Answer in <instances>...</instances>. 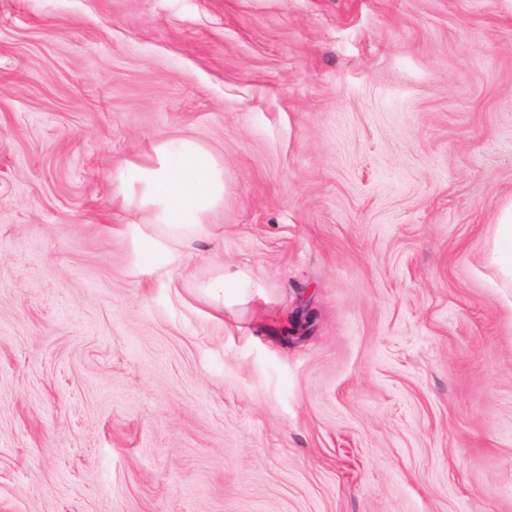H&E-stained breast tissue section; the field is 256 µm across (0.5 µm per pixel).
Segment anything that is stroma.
<instances>
[{
	"label": "stroma",
	"instance_id": "stroma-1",
	"mask_svg": "<svg viewBox=\"0 0 512 512\" xmlns=\"http://www.w3.org/2000/svg\"><path fill=\"white\" fill-rule=\"evenodd\" d=\"M510 198L512 0H0V512H512ZM113 181L126 206L151 214L154 231L134 224V238L140 263L157 268L173 262L168 238L205 235L206 214L224 203V168L188 139L153 146L143 160L122 163ZM495 224L497 230L491 259L500 274L512 282V198L500 208ZM205 288L213 301L224 307L243 302L247 292L244 277L240 273L221 275Z\"/></svg>",
	"mask_w": 512,
	"mask_h": 512
}]
</instances>
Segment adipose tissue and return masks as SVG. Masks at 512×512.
Listing matches in <instances>:
<instances>
[{
  "mask_svg": "<svg viewBox=\"0 0 512 512\" xmlns=\"http://www.w3.org/2000/svg\"><path fill=\"white\" fill-rule=\"evenodd\" d=\"M118 195L126 206L148 211L152 232L135 230L139 260L162 268L172 263L166 241L205 235L208 212L224 202V170L206 149L188 139L153 146L140 161H127L114 173ZM491 259L512 281V200L496 216Z\"/></svg>",
  "mask_w": 512,
  "mask_h": 512,
  "instance_id": "ef3b65f1",
  "label": "adipose tissue"
}]
</instances>
